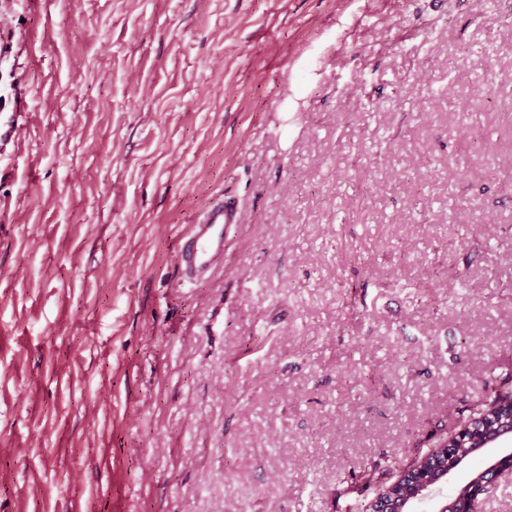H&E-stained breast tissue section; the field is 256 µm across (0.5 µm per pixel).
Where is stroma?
<instances>
[{
    "mask_svg": "<svg viewBox=\"0 0 512 512\" xmlns=\"http://www.w3.org/2000/svg\"><path fill=\"white\" fill-rule=\"evenodd\" d=\"M14 112L0 512H354L512 367V0H0ZM239 220L236 201L217 196L195 214L179 238L176 254L180 275L193 282L207 278L224 267L226 230Z\"/></svg>",
    "mask_w": 512,
    "mask_h": 512,
    "instance_id": "35a3bbf8",
    "label": "stroma"
}]
</instances>
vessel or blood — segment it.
<instances>
[{
    "label": "vessel or blood",
    "instance_id": "obj_1",
    "mask_svg": "<svg viewBox=\"0 0 512 512\" xmlns=\"http://www.w3.org/2000/svg\"><path fill=\"white\" fill-rule=\"evenodd\" d=\"M236 201L216 197L203 210L195 214L179 238L176 254L182 278L193 282L207 278L224 267L226 230L238 222Z\"/></svg>",
    "mask_w": 512,
    "mask_h": 512
}]
</instances>
